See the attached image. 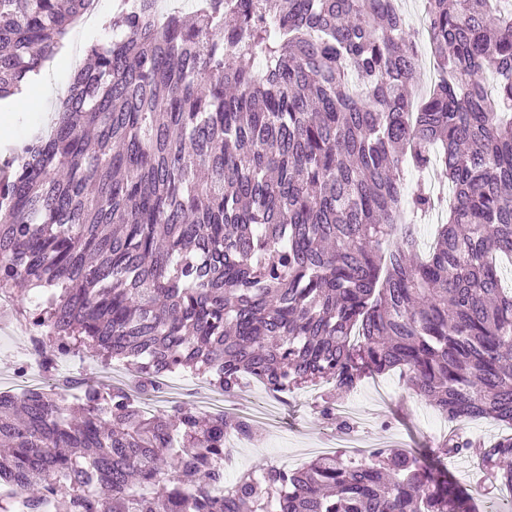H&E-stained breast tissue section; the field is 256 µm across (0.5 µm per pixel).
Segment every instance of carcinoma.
<instances>
[{
    "label": "carcinoma",
    "instance_id": "carcinoma-1",
    "mask_svg": "<svg viewBox=\"0 0 512 512\" xmlns=\"http://www.w3.org/2000/svg\"><path fill=\"white\" fill-rule=\"evenodd\" d=\"M99 0H0V101L40 73ZM118 3L60 110L0 147V291L49 349L121 362L142 391L180 370L226 394L336 393L394 368L448 422L512 425V7L426 0L437 61L419 57L398 0ZM263 63L262 69L255 62ZM497 74L494 89L486 72ZM454 187L421 256L402 164ZM68 400L0 392V512H474L445 459L376 448L267 466L224 497L236 416L180 405L144 417L123 390ZM512 488V437L478 450Z\"/></svg>",
    "mask_w": 512,
    "mask_h": 512
}]
</instances>
